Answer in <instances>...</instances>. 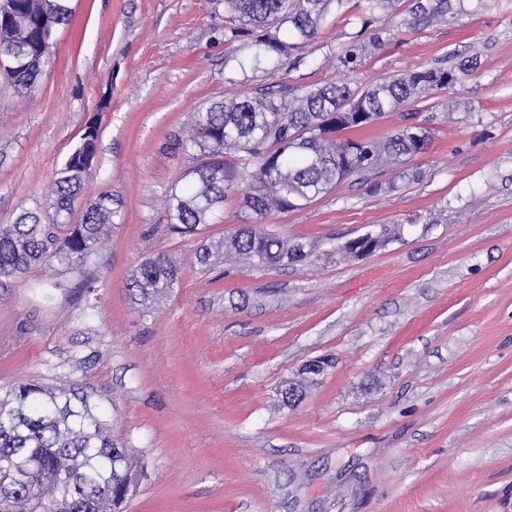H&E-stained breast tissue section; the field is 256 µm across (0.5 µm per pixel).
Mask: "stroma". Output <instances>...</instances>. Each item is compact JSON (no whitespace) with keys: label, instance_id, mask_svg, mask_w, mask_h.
<instances>
[{"label":"stroma","instance_id":"1","mask_svg":"<svg viewBox=\"0 0 512 512\" xmlns=\"http://www.w3.org/2000/svg\"><path fill=\"white\" fill-rule=\"evenodd\" d=\"M414 2L372 14L350 0L291 70L246 63L222 0H71L35 89L0 88V224L36 206L52 223L56 174L98 120V168L67 221L104 191L118 215L87 264L0 285V385L100 395L146 473L122 512H512V0H463L411 29ZM382 29L379 50L342 66L353 37ZM434 66L457 82L346 132L383 140L414 117L425 153L381 173L378 193L352 176L271 216L306 261L200 264L244 223L236 193L201 233L170 231L167 198L203 161L178 146L196 109ZM385 228L401 234L368 256L335 251ZM158 253L180 280L144 316L127 284Z\"/></svg>","mask_w":512,"mask_h":512}]
</instances>
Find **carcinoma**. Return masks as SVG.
Wrapping results in <instances>:
<instances>
[{"mask_svg": "<svg viewBox=\"0 0 512 512\" xmlns=\"http://www.w3.org/2000/svg\"><path fill=\"white\" fill-rule=\"evenodd\" d=\"M348 0H224V35L250 50L248 60L277 67L299 63L295 56ZM26 19L7 44H0V71L15 89H31L43 62L37 50L54 42L56 31L72 19L70 0H13ZM451 0H421L410 26L444 21ZM391 30L382 29L369 44H353L343 63L377 48ZM455 71L432 67L409 71L361 88L348 81L319 86L261 89L254 96L226 97L193 113L185 151L211 157L193 170L191 183L169 194L172 229L196 232L207 226L232 191L255 216L229 241L201 248L207 264L230 252L261 264L297 263L304 246L267 230L272 213L300 209L353 175L387 168L402 157L425 152L424 126L397 130L383 141L342 139L336 133L365 127L387 112L451 87ZM96 140L82 143L57 173L51 207L56 217L69 214L71 200L96 165ZM117 210L112 194L91 200L82 221L58 236L37 211H24L0 226V278L10 279L56 259L85 264L102 246ZM180 268L166 254L147 258L128 285L148 315L155 300L178 284ZM139 470L126 443L112 435L101 403L79 383L51 388L26 383L0 388V512H118L136 491Z\"/></svg>", "mask_w": 512, "mask_h": 512, "instance_id": "obj_1", "label": "carcinoma"}]
</instances>
